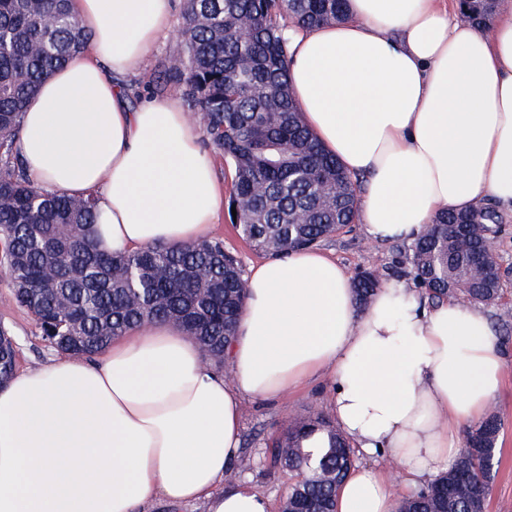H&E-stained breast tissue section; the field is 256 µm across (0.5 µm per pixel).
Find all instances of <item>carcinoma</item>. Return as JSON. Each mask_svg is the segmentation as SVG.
<instances>
[{
  "label": "carcinoma",
  "mask_w": 512,
  "mask_h": 512,
  "mask_svg": "<svg viewBox=\"0 0 512 512\" xmlns=\"http://www.w3.org/2000/svg\"><path fill=\"white\" fill-rule=\"evenodd\" d=\"M70 2L0 0V239L13 298L57 352L89 355L163 320L178 323L221 368L247 295L240 260L224 240L106 255L91 237L95 199L47 192L22 167L16 143L26 103L90 40ZM495 2L459 0V12L486 27ZM347 17L346 0H187L178 29L183 54L162 82L185 87L213 149L231 161L233 224L264 253L309 248L355 223L359 179L304 123L290 94L282 35L285 19L309 29ZM504 220L485 202L439 213L405 247L415 291L433 303L462 295L471 305L499 304L501 272L484 259L497 251ZM48 264L56 271L50 289L42 279ZM395 276L378 268L355 276L357 308ZM17 366V342L1 325L0 384ZM501 428L495 412L472 426L449 470L403 498L398 512H486ZM271 459L298 475L282 512H336L337 491L354 467L336 423L321 414L296 422L273 442Z\"/></svg>",
  "instance_id": "obj_1"
}]
</instances>
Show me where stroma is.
<instances>
[{
    "mask_svg": "<svg viewBox=\"0 0 512 512\" xmlns=\"http://www.w3.org/2000/svg\"><path fill=\"white\" fill-rule=\"evenodd\" d=\"M182 47L178 35L161 41L151 52L141 75L130 82L138 93L132 105L152 97L159 74L178 56ZM502 245L498 251L503 272V299L490 307L489 317L504 341V373L500 391L490 409L500 414V452L493 468L492 491L487 512H512V210H506ZM319 251L328 254L348 272L365 268H383L404 259L402 243L371 241L362 224H352L332 239L321 242ZM0 325L6 326L19 346L20 368H35L54 354L39 336L32 318L18 308L11 298V285L0 263ZM331 390L320 381H308L274 400H251L243 407L241 453L231 466L235 482L248 484L263 492L271 512L280 505L296 480L293 472L273 464L269 447L274 438L293 422L313 414H327Z\"/></svg>",
    "mask_w": 512,
    "mask_h": 512,
    "instance_id": "35a3bbf8",
    "label": "stroma"
}]
</instances>
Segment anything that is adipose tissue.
Returning a JSON list of instances; mask_svg holds the SVG:
<instances>
[{
    "label": "adipose tissue",
    "mask_w": 512,
    "mask_h": 512,
    "mask_svg": "<svg viewBox=\"0 0 512 512\" xmlns=\"http://www.w3.org/2000/svg\"><path fill=\"white\" fill-rule=\"evenodd\" d=\"M92 35L22 116L19 156L49 192L95 194L100 249L208 239L224 206L201 129L177 94L128 103L173 31L172 0H73ZM349 17L288 27L303 118L351 174L373 240L412 242L438 211L512 208V7L489 28L447 0H348ZM228 371L178 325L129 330L93 357L61 355L0 389V512H270L224 489L245 401L328 380V410L358 454L337 512H396V479L433 480L502 385L501 338L483 308L432 305L389 281L358 311L351 277L314 249L251 267Z\"/></svg>",
    "instance_id": "adipose-tissue-1"
}]
</instances>
